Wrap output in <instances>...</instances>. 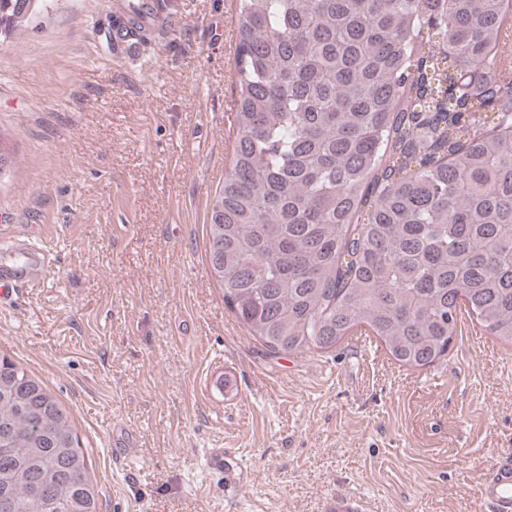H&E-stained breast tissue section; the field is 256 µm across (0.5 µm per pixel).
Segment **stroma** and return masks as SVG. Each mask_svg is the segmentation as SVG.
Returning a JSON list of instances; mask_svg holds the SVG:
<instances>
[{
    "label": "stroma",
    "instance_id": "obj_1",
    "mask_svg": "<svg viewBox=\"0 0 512 512\" xmlns=\"http://www.w3.org/2000/svg\"><path fill=\"white\" fill-rule=\"evenodd\" d=\"M113 0H44L0 44V234L53 266L0 306V353L66 407L100 512H488L512 453V347L470 320L447 362L356 334L273 357L224 304L209 207L236 128L238 0H163L117 61ZM232 449L238 493L209 464ZM488 512L512 511V455L499 458L480 485Z\"/></svg>",
    "mask_w": 512,
    "mask_h": 512
}]
</instances>
